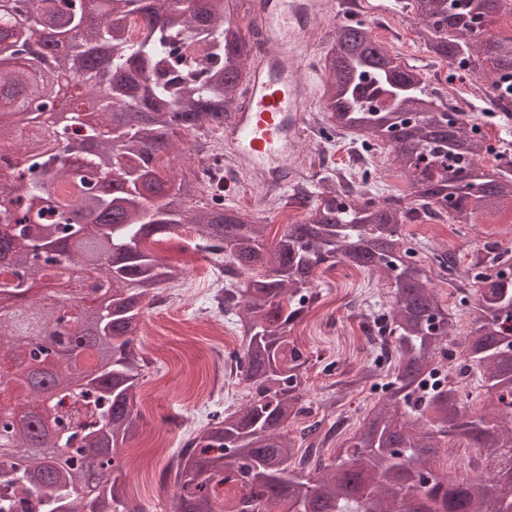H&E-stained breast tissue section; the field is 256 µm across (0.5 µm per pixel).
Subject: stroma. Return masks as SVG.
<instances>
[{"mask_svg":"<svg viewBox=\"0 0 512 512\" xmlns=\"http://www.w3.org/2000/svg\"><path fill=\"white\" fill-rule=\"evenodd\" d=\"M390 4L392 9L383 19L399 27L401 38L395 54L424 72L443 75L445 81L438 87L441 96L471 98V80L450 74L446 61L427 53L401 0H390ZM334 27V21L323 19L313 49L300 66L302 76L315 82L306 122L298 131V166L304 187L309 197H317L325 186L328 168L334 167L361 177L373 198L405 193L406 180L395 173L388 146L368 151L360 140L327 141L318 132L325 113L320 61L332 45ZM403 231L417 243L421 256L449 252L456 259L453 274L433 279L452 325L448 347L456 349L459 337L474 329L471 306L463 302L459 285L485 245L496 242L512 249V218L467 225L451 224L443 218L429 224H407ZM196 243L195 231L185 225L152 246L163 262L180 268L181 276L174 283L178 302L158 301L146 309L136 341L149 365L141 373L137 390V408L142 414L138 434L121 452L125 467L119 494L140 502L147 512H166L177 488L173 481H162L161 475L186 439L200 433L212 415L232 412L249 399L246 385L239 382L226 383L218 397L208 395L215 372L214 354L239 348L240 321L237 316L214 311L208 292L213 276L209 256ZM317 292L292 331L308 358L301 381L309 412L290 422L286 433L299 437L305 426L319 420L337 425L336 437L328 443L335 456L347 447L365 412L383 395L380 387L362 381L363 368L378 365L380 382L388 380V362L379 361L362 331L364 318L387 306L388 289L367 273L336 266L318 273Z\"/></svg>","mask_w":512,"mask_h":512,"instance_id":"obj_1","label":"stroma"}]
</instances>
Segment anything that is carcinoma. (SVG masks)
Wrapping results in <instances>:
<instances>
[{
  "mask_svg": "<svg viewBox=\"0 0 512 512\" xmlns=\"http://www.w3.org/2000/svg\"><path fill=\"white\" fill-rule=\"evenodd\" d=\"M241 0H0V14L35 17L56 33V50L77 80L71 108L96 140L81 166L50 149L54 135L43 114L64 107L55 88L62 71L43 65L23 24L0 37V168H21L4 193L28 201L35 221L0 207V222L16 225L25 242L14 252L13 276L0 296L14 312H0V355L53 363L48 373L61 399L49 401L31 382L26 400L42 416L15 417L0 383V512H146L116 496L118 453L134 435L140 371L135 349L145 299L177 279L147 241L192 225L198 248L224 259V312L242 310L241 350L230 367L248 386L240 409L215 418L189 439L169 465L178 491L168 512H512L501 489L512 486V251L476 255L464 293L477 327L462 342L457 375L480 374L487 404L461 405L446 361L451 330L418 251L402 226L421 216H449L456 224L495 220L512 212V152L493 150L473 116L429 89L424 73L372 36L362 23L336 25L321 60L331 136L356 130L371 149L390 129L392 109L409 115L388 142L407 193L381 200L355 192L336 177L334 189L312 204L298 184L279 203L308 207L266 247L268 224L200 199L198 174L180 176L171 160L204 123L224 124L236 111L251 44L234 21ZM425 48L448 61L454 75L482 81L481 95L512 114V34L492 32L512 16V0H410ZM88 13L100 18L84 25ZM108 77L100 95L83 80L87 65ZM495 154L486 168L481 157ZM124 160L128 185L103 194L99 178ZM81 208L111 219L70 250L84 227L70 223ZM65 258L97 273L90 292L54 287ZM338 264L368 271L392 288L391 306L367 333L395 348L397 363L384 396L351 438L344 455L325 457L322 432L312 423L299 453L284 429L306 411L300 370L307 361L290 332L316 294V273ZM263 269L243 283L239 276ZM54 303L35 299V282ZM47 330L84 352L80 377L54 361L52 344L31 334ZM486 449L478 479L459 481L438 471L430 453L439 437ZM96 452L94 467L82 461Z\"/></svg>",
  "mask_w": 512,
  "mask_h": 512,
  "instance_id": "carcinoma-1",
  "label": "carcinoma"
}]
</instances>
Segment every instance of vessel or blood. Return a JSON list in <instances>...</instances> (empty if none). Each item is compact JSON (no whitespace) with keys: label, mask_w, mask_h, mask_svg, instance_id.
<instances>
[{"label":"vessel or blood","mask_w":512,"mask_h":512,"mask_svg":"<svg viewBox=\"0 0 512 512\" xmlns=\"http://www.w3.org/2000/svg\"><path fill=\"white\" fill-rule=\"evenodd\" d=\"M325 0H258L265 50L250 56L242 101L224 127V145L243 175H258L267 193L284 189L297 173L296 133L313 95L298 65L310 51L308 33Z\"/></svg>","instance_id":"1"}]
</instances>
